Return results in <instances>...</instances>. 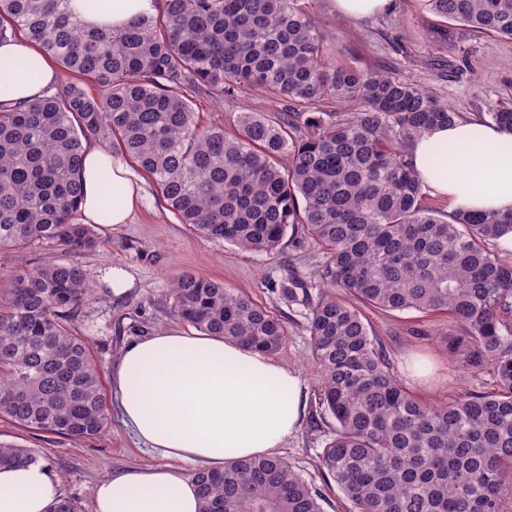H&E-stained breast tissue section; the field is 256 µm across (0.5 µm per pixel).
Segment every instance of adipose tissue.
Segmentation results:
<instances>
[{
    "instance_id": "1",
    "label": "adipose tissue",
    "mask_w": 512,
    "mask_h": 512,
    "mask_svg": "<svg viewBox=\"0 0 512 512\" xmlns=\"http://www.w3.org/2000/svg\"><path fill=\"white\" fill-rule=\"evenodd\" d=\"M71 0L89 26H127L152 12V0ZM58 80L50 58L24 39L0 43V101L30 102ZM413 164L424 185L450 210L512 211V132L477 120L435 125L416 139ZM112 168L119 190L112 221L129 223L142 188L107 148L85 147L82 212L103 206L98 172ZM112 394L124 423L166 466H137L98 483L94 512H199L198 489L182 467L220 469L251 456H272L299 428L307 395L298 374L220 336L171 328L128 344L112 369ZM61 482L44 465L0 469V512H48Z\"/></svg>"
}]
</instances>
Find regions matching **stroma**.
<instances>
[{
  "mask_svg": "<svg viewBox=\"0 0 512 512\" xmlns=\"http://www.w3.org/2000/svg\"><path fill=\"white\" fill-rule=\"evenodd\" d=\"M302 5L317 22L323 48L334 61L406 79L465 117L482 118L492 107L512 103L511 38L444 26L428 11L424 0H392L387 13L362 22L336 13L329 0H302ZM443 29L448 32L444 39L439 36ZM194 108L204 127L231 125L240 112H258L274 120L284 110L282 101L258 90H247L224 101L202 95ZM144 187L146 204L134 222L95 223L98 246L77 258L97 277L95 297L68 327L88 341L104 390L112 388V366L126 343L172 326L191 332V325L173 311L170 289L176 276L191 273L242 290L281 315L288 339L273 358L300 374L309 395L300 431L288 439L279 454L321 490L325 512H348L349 505L335 481L319 466L325 436L323 430L314 427L313 420L322 375L310 354L306 321L299 309L282 303L274 292L281 281L292 276L307 285H317L324 254L317 246L300 244L290 237L270 254L201 239L179 223L156 184L148 180ZM112 266L125 270L132 280L131 288L120 296L109 293L98 280L101 271ZM367 319L390 358L394 374L422 401H444L462 392L483 394L491 390L489 375H461L444 353L441 341L452 327L447 315L371 310ZM414 359L426 362L427 376L410 372L409 363ZM107 417L101 433L79 442L0 418V442L41 455L59 477L63 496L76 502L82 512H93L95 488L112 472L162 462L123 423L115 402H108Z\"/></svg>",
  "mask_w": 512,
  "mask_h": 512,
  "instance_id": "35a3bbf8",
  "label": "stroma"
}]
</instances>
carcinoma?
<instances>
[{
	"label": "carcinoma",
	"instance_id": "1",
	"mask_svg": "<svg viewBox=\"0 0 512 512\" xmlns=\"http://www.w3.org/2000/svg\"><path fill=\"white\" fill-rule=\"evenodd\" d=\"M68 2L0 0V41L21 37L77 77L33 103L0 102V248L46 241L71 257L96 247L79 223L84 144L108 135L199 237L271 252L290 233L323 250L321 285L291 278L279 296L305 310L323 375L317 405L334 420L320 467L349 512H504L512 259L490 244L512 213L425 208L410 159L425 129L460 113L404 79L330 62L301 0H153V15L122 29L86 26ZM425 2L449 24L512 38V0ZM247 88L301 111L276 121L242 112L231 134L200 127L199 94L233 99ZM325 99L357 111H308ZM487 121L512 131V107ZM94 293L91 273L71 260L21 264L0 288L1 417L72 440L102 431L100 372L67 327ZM172 296L205 334L266 355L286 342L282 319L222 282L181 274ZM369 309L448 315V357L465 373H490L493 391L419 400L394 376ZM38 461L0 443V466ZM193 479L200 512H324L320 491L279 456Z\"/></svg>",
	"mask_w": 512,
	"mask_h": 512
}]
</instances>
